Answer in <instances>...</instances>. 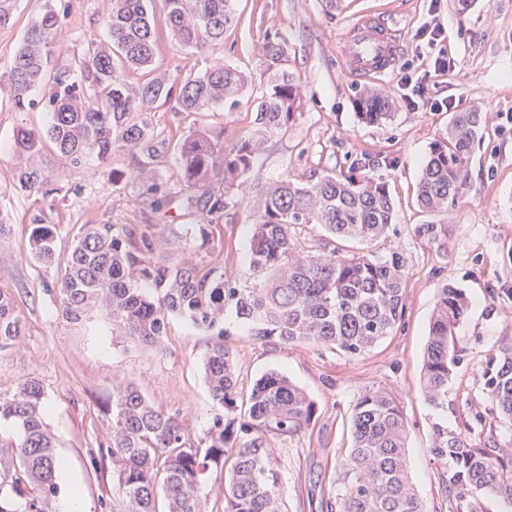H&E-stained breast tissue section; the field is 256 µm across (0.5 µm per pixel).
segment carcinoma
Returning a JSON list of instances; mask_svg holds the SVG:
<instances>
[{
	"instance_id": "cac0c4a2",
	"label": "carcinoma",
	"mask_w": 512,
	"mask_h": 512,
	"mask_svg": "<svg viewBox=\"0 0 512 512\" xmlns=\"http://www.w3.org/2000/svg\"><path fill=\"white\" fill-rule=\"evenodd\" d=\"M234 0H165L166 24L184 47H216L235 20ZM58 27L57 14L45 11L25 33L8 80L18 111L36 106L49 112L44 131L20 128L13 151L20 158L47 145L76 161L85 154L107 160L132 148L143 169L159 157L160 141L147 111L159 100L175 99L181 112H200L221 103L241 104L249 79L241 70L215 62L172 86L154 74L137 86L124 73L153 63L155 40L148 0H112L106 21L109 41L70 64L48 68L47 47ZM300 88L278 72L250 100L259 137L229 148L205 132L179 142L185 190L213 215L235 198L249 206L254 230L249 266L257 282L242 285L224 268L206 271L192 260L173 262L154 256L155 225L141 224L126 236L111 224H86L57 283L62 314L78 321L93 306L112 314V332L147 347H160L165 320L176 315L207 331L235 312L247 334L263 343L331 346L347 355L369 352L393 334L406 305V262L399 252L386 259L344 255L336 248L312 251L293 234L301 224L337 239L372 242L394 223L387 182L359 167L325 174L306 185L288 179L246 190L263 136L288 126L300 106ZM358 116L379 123L391 116L384 91L365 87L355 99ZM485 122L476 110L455 112L448 142L432 148L417 185L416 202L440 217L421 224L417 235L433 243L447 237L449 203L469 184V148ZM22 189H42V170L19 166ZM224 183V198L211 199L210 185ZM56 228L33 224L29 248L44 263L56 259ZM468 309L464 289L453 283L438 291L424 360L423 391L436 410L448 408V385L463 362L455 329ZM20 318L12 296L0 290V351L15 346ZM230 333L219 330L205 358L210 395L219 413L199 442L189 438L178 413L158 410L133 383L112 386V459L116 478L109 512H204L203 488L232 452L235 463L224 483V512H286L281 449L314 420L317 406L287 376L270 372L257 379L239 406L240 392ZM482 393L499 419L512 423V344L488 357L479 370ZM47 401L34 378L0 392V425L14 428L17 440L0 448V512H57L59 486L55 440L47 428ZM352 445L339 464L343 489L325 502L326 512H427L411 476L406 421L394 392L377 387L361 392L351 412ZM448 512H485L484 499L496 497L500 512H512V454L448 428L431 425L429 448Z\"/></svg>"
}]
</instances>
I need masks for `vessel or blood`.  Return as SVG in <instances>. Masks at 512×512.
Here are the masks:
<instances>
[{"mask_svg":"<svg viewBox=\"0 0 512 512\" xmlns=\"http://www.w3.org/2000/svg\"><path fill=\"white\" fill-rule=\"evenodd\" d=\"M400 53V34L385 23L379 11L367 12L352 23L338 43L343 73L351 80L386 75L395 66Z\"/></svg>","mask_w":512,"mask_h":512,"instance_id":"obj_1","label":"vessel or blood"}]
</instances>
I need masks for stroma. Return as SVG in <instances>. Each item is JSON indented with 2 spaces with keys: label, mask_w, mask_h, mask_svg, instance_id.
<instances>
[{
  "label": "stroma",
  "mask_w": 512,
  "mask_h": 512,
  "mask_svg": "<svg viewBox=\"0 0 512 512\" xmlns=\"http://www.w3.org/2000/svg\"><path fill=\"white\" fill-rule=\"evenodd\" d=\"M49 5L60 19L49 46L55 65L84 57L103 42V23L112 11V0H17L11 23L0 27V213L10 220L8 234L0 237V289L12 295L23 326L20 342L0 352V392L13 391L28 376L41 382L56 455L77 476L88 512H108L112 465L94 466L90 458L112 440V416L104 403L113 384L133 382L159 410L180 411L192 439L203 438L215 410L203 371L211 334L172 315L160 349L152 350L113 335L104 307L89 309L77 322L64 319L55 286L65 260L83 225L111 224L126 233L152 224L157 256L197 261L201 255L187 230L202 224L209 261L240 283H252L251 211L239 205L217 216L202 213L183 190L176 145L206 129L222 134L230 146L254 137L257 126L244 104L188 114L175 101L162 100L149 113L164 143L150 169H132L126 152L105 162L92 155L74 162L48 149L28 163L45 171L51 193L21 190L14 182L19 159L10 147L13 134L21 127L45 128L50 115L39 107L15 110L8 74L25 31ZM149 8L159 34L152 68L176 87L219 61L244 71L253 93H261L271 75L264 46L284 44L279 67L298 82L301 108L287 130L266 136L256 159L261 182L305 183L348 171L366 158L370 174L387 181L395 203V221L385 237L336 243L341 251L377 257L397 251L406 261L403 319L370 352L350 356L330 347L261 343L247 336L233 312L224 316L242 393L263 374L278 371L318 408L313 424L289 437L282 454L287 512H321L322 500L338 493L339 463L351 446V407L361 391L378 386L391 388L399 399L417 493L429 512H439L438 469L429 452L433 419L442 418L474 441L492 437L499 447L512 448V424L497 420L478 378L485 357L512 338V0H475L465 14L454 0H440L435 8L429 0H341L331 11L325 0H235L238 21L213 51L177 43L164 26V0H151ZM372 10L384 12L404 34L398 64L372 82L392 101L390 120L380 124L359 119L358 83L342 76L336 59L342 31ZM433 23L444 31L447 75L431 74L435 55L417 39ZM405 74L412 86L402 83ZM445 100L452 110L442 109ZM474 109L486 120L469 149V187L451 207L448 237L439 245L416 233L428 219L416 205L421 165L445 138L452 112ZM34 224L57 229L52 264L28 254ZM451 281L465 288L470 306L456 332L463 363L448 387V409L439 413L422 395L423 356L437 292Z\"/></svg>",
  "instance_id": "1"
}]
</instances>
